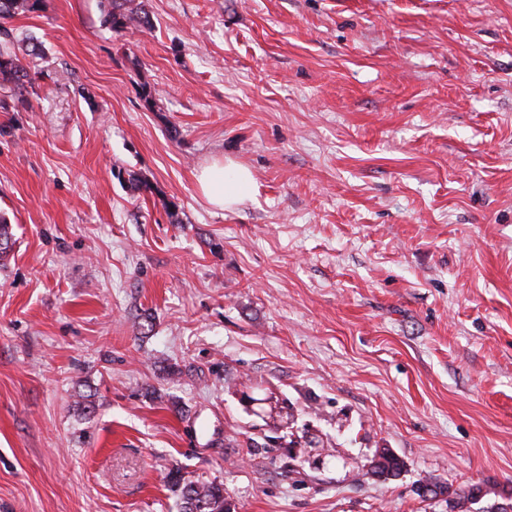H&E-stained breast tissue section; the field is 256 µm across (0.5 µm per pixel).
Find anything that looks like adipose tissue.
Returning <instances> with one entry per match:
<instances>
[{"instance_id": "adipose-tissue-1", "label": "adipose tissue", "mask_w": 512, "mask_h": 512, "mask_svg": "<svg viewBox=\"0 0 512 512\" xmlns=\"http://www.w3.org/2000/svg\"><path fill=\"white\" fill-rule=\"evenodd\" d=\"M196 181L202 197L211 206L224 210L248 199L253 187L251 172L231 160L205 166Z\"/></svg>"}]
</instances>
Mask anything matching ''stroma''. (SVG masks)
I'll return each mask as SVG.
<instances>
[{"mask_svg": "<svg viewBox=\"0 0 512 512\" xmlns=\"http://www.w3.org/2000/svg\"><path fill=\"white\" fill-rule=\"evenodd\" d=\"M146 5L11 23L45 57L0 111V512H179L176 466L230 512L511 506L512 0ZM102 23L113 31L130 28L150 29L152 19L142 1L138 0H103ZM202 197L213 207L231 209L251 195V172L233 160L214 163L201 169L196 178ZM378 457V459H377ZM405 467L404 461L388 448L379 449L370 464L372 475L388 480L401 475ZM423 490L426 493L431 494L432 496H448V506L450 508V511L458 510L459 512L465 511L463 509L466 507L467 503L472 502L477 495L481 493H483V496L489 494L488 490H484L483 488L478 486L469 488L468 490L451 491L449 487L439 484L437 482L427 483L423 485Z\"/></svg>", "mask_w": 512, "mask_h": 512, "instance_id": "35a3bbf8", "label": "stroma"}]
</instances>
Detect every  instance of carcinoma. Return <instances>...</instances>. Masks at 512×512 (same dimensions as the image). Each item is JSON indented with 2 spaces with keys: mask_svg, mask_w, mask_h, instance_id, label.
<instances>
[{
  "mask_svg": "<svg viewBox=\"0 0 512 512\" xmlns=\"http://www.w3.org/2000/svg\"><path fill=\"white\" fill-rule=\"evenodd\" d=\"M42 0H0V89L10 90L24 103L40 74L38 61L44 58L42 45L32 38L16 37L7 28V22L17 16L36 12ZM102 23L113 31L130 28L149 29L152 26L150 13L140 0H102ZM12 247V234L4 215H0V259L7 256ZM404 461L388 448H382L371 460L372 475L388 480L401 475ZM167 481L173 491L180 494L182 512H230L224 497V485L216 482H201L185 476L178 467L170 470ZM423 490L433 496L448 497L452 512H463L467 503L477 495L489 494L481 487L468 490H450L435 483L423 485Z\"/></svg>",
  "mask_w": 512,
  "mask_h": 512,
  "instance_id": "obj_1",
  "label": "carcinoma"
}]
</instances>
